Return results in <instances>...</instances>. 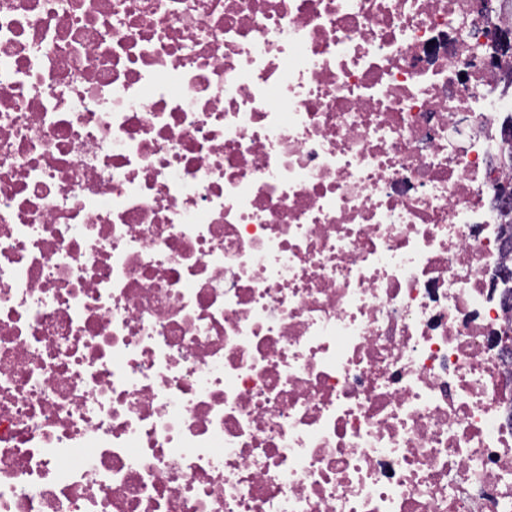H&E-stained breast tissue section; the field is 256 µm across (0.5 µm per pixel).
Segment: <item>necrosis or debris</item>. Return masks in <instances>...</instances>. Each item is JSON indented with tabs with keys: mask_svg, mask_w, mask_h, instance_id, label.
<instances>
[{
	"mask_svg": "<svg viewBox=\"0 0 512 512\" xmlns=\"http://www.w3.org/2000/svg\"><path fill=\"white\" fill-rule=\"evenodd\" d=\"M493 0H0V512H512Z\"/></svg>",
	"mask_w": 512,
	"mask_h": 512,
	"instance_id": "4bbe7bcc",
	"label": "necrosis or debris"
}]
</instances>
